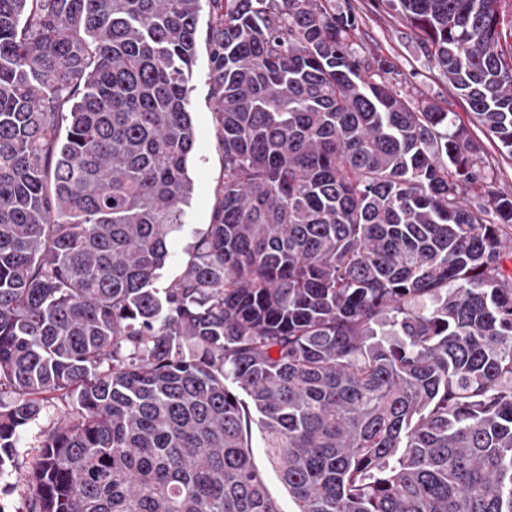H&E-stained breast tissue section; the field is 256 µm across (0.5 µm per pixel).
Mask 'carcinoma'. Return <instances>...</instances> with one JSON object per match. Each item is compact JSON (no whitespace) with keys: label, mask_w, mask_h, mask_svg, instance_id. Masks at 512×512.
Listing matches in <instances>:
<instances>
[{"label":"carcinoma","mask_w":512,"mask_h":512,"mask_svg":"<svg viewBox=\"0 0 512 512\" xmlns=\"http://www.w3.org/2000/svg\"><path fill=\"white\" fill-rule=\"evenodd\" d=\"M386 2L511 160L506 0ZM208 3L224 185L160 288L201 0H0V471L64 397L37 512H279L254 427L296 512H512V199L353 5ZM252 453L258 467L264 472L267 488L276 501L281 512H293L296 510L293 499L288 490L280 481L277 473L269 465L264 448V442L257 428L252 432Z\"/></svg>","instance_id":"obj_1"}]
</instances>
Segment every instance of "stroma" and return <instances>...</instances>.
Segmentation results:
<instances>
[{
  "mask_svg": "<svg viewBox=\"0 0 512 512\" xmlns=\"http://www.w3.org/2000/svg\"><path fill=\"white\" fill-rule=\"evenodd\" d=\"M354 2L360 16L361 38L355 43L358 52L391 61L394 65L387 79L410 105L435 102L454 112L458 122L468 125L472 138L493 162L487 172L491 190L512 197V162L501 159L497 142L483 128L471 122L466 104L448 86L447 80L419 48L411 27L389 10L385 0H336L337 9ZM208 9H201L198 18L197 56L188 83V103L193 113L196 149L191 161L194 190L184 209L181 227L169 239L170 259L162 275L163 282L179 277L188 259L187 252L200 232L211 221L224 182V145L218 134L214 114V98L209 80L207 49ZM64 401L52 400L40 418L23 433L20 448L12 467L0 474V506L5 512H30L31 463L38 445L53 423L66 415Z\"/></svg>",
  "mask_w": 512,
  "mask_h": 512,
  "instance_id": "stroma-1",
  "label": "stroma"
}]
</instances>
